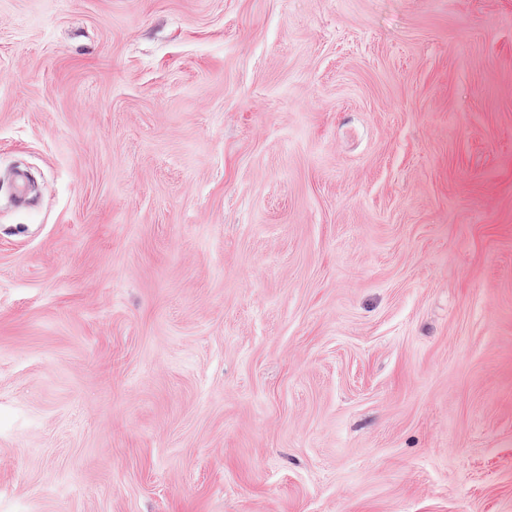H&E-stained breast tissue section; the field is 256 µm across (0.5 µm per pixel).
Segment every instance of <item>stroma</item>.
I'll return each mask as SVG.
<instances>
[{
  "label": "stroma",
  "instance_id": "1",
  "mask_svg": "<svg viewBox=\"0 0 512 512\" xmlns=\"http://www.w3.org/2000/svg\"><path fill=\"white\" fill-rule=\"evenodd\" d=\"M0 512H512V0H0Z\"/></svg>",
  "mask_w": 512,
  "mask_h": 512
}]
</instances>
